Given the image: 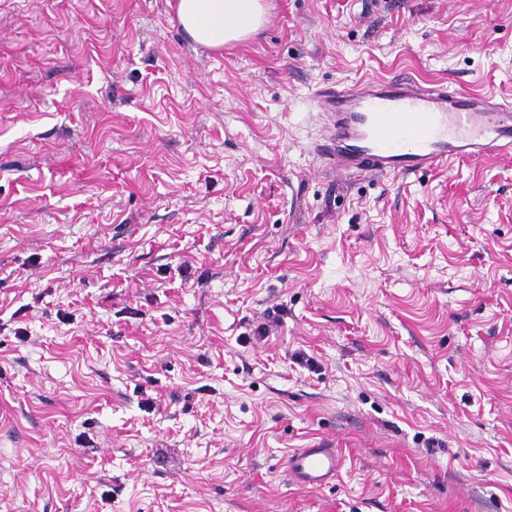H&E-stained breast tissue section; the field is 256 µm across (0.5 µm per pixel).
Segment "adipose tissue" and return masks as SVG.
<instances>
[{
    "mask_svg": "<svg viewBox=\"0 0 512 512\" xmlns=\"http://www.w3.org/2000/svg\"><path fill=\"white\" fill-rule=\"evenodd\" d=\"M265 0H179L177 19L189 38L219 49L248 39L264 24Z\"/></svg>",
    "mask_w": 512,
    "mask_h": 512,
    "instance_id": "adipose-tissue-1",
    "label": "adipose tissue"
}]
</instances>
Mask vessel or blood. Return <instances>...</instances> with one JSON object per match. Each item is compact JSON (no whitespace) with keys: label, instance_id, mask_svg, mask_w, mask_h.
Here are the masks:
<instances>
[{"label":"vessel or blood","instance_id":"obj_1","mask_svg":"<svg viewBox=\"0 0 512 512\" xmlns=\"http://www.w3.org/2000/svg\"><path fill=\"white\" fill-rule=\"evenodd\" d=\"M330 125L318 146L331 168L348 175L427 173L464 159L512 151V102L468 94L412 77L365 79L323 91ZM343 455L328 444L297 448L286 470L304 489L326 486Z\"/></svg>","mask_w":512,"mask_h":512}]
</instances>
